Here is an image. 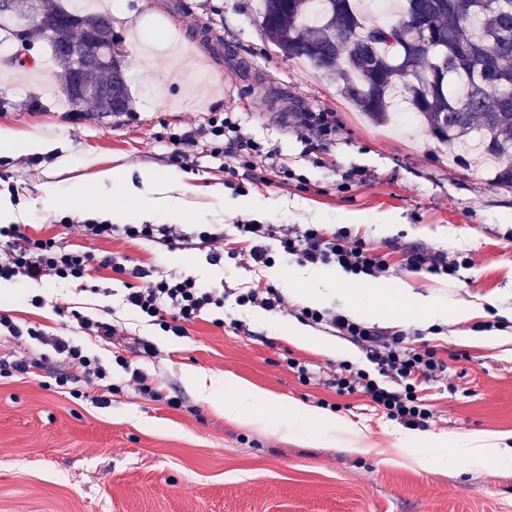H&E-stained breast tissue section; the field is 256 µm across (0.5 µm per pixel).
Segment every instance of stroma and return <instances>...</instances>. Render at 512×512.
<instances>
[{"instance_id": "35a3bbf8", "label": "stroma", "mask_w": 512, "mask_h": 512, "mask_svg": "<svg viewBox=\"0 0 512 512\" xmlns=\"http://www.w3.org/2000/svg\"><path fill=\"white\" fill-rule=\"evenodd\" d=\"M113 18L123 37L129 111L91 113L72 120L57 104L59 68L44 91L37 74L50 51L36 40L23 51L25 66L12 65L15 41L0 44V134L35 132L56 143L46 155L0 154V195L19 208L31 236H59L69 248L111 251L133 263L191 275L225 288L224 322L203 314L186 336H170L122 302L126 279L107 270L93 275L98 293L54 282L14 278L13 294L0 295V310L15 322L62 336L102 360L119 352L116 389L100 402L95 385L56 376L69 367L38 340L0 338V357L35 359L28 373L0 369V512H512V471L465 463L425 468L405 454L412 432L386 419L368 397L337 395L328 381L342 360L320 344L338 341L328 326H312L311 344L288 337L302 291L321 290V308L348 313L363 289L395 314L376 321L381 333L412 334L448 364L446 379L422 383L419 394L433 410L422 434L465 439L512 436V189L494 185L487 169H464L422 128L402 133L403 121L384 125L362 119L341 93L340 78L283 58L258 27L259 0H123ZM236 113L248 135L278 147L295 177H272L255 186L228 177L206 141L190 151L187 166L169 160L154 137L163 128L198 120L202 106ZM297 112H332L336 137L312 147L293 128ZM122 165L134 182L144 174L180 171L178 210L154 213L153 223L180 234L211 225L232 233L239 222L320 224L345 229L385 256L389 275L334 286L332 267L277 261L263 274L180 243L159 247L84 235L86 219H101L116 198L91 188L69 208L46 196ZM359 182L341 187L345 171ZM75 223L64 228L62 217ZM424 247L457 261L455 276L415 273L402 267L404 249ZM278 288L284 312L237 306L234 295L256 277ZM435 302L467 305L464 321L431 320L395 296V289ZM43 297L33 306V297ZM65 299L91 318L120 331L113 344L90 340L54 304ZM241 328H234V321ZM153 340L159 356L145 359L137 338ZM305 364L315 378L303 382ZM143 372L164 397L144 395L132 379ZM213 381L216 402L202 398L191 374ZM456 392H449V384ZM268 394L281 406L306 405L344 422L343 430L307 435L288 432L283 416L268 422L232 421L222 399L242 390Z\"/></svg>"}]
</instances>
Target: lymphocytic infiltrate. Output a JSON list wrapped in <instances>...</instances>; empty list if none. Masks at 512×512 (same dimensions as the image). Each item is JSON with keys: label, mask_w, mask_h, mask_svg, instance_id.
<instances>
[{"label": "lymphocytic infiltrate", "mask_w": 512, "mask_h": 512, "mask_svg": "<svg viewBox=\"0 0 512 512\" xmlns=\"http://www.w3.org/2000/svg\"><path fill=\"white\" fill-rule=\"evenodd\" d=\"M296 132L305 143L324 145L336 135V115L332 112H298L294 115ZM212 145V153L224 157L225 173L235 176L246 174L253 181L266 182L267 172L287 174L277 149L257 142L244 133L239 122L220 112L209 113L206 123L188 130L157 133V142L169 150L173 161L186 159L199 140ZM85 235L100 239L121 238L128 241H151L160 245L171 244L174 230L162 224H107L84 223ZM239 247L223 244L224 234L218 230L203 229L186 237L191 248L208 251L211 260L229 258L247 259L254 269L271 266L272 247L298 264L333 266L348 276L380 278L386 276L390 266L383 255L364 239L340 229L326 231L317 224L285 226L282 224H241L237 227ZM108 270L118 275L135 278L124 296L127 307L140 318L160 326L175 336L186 335L187 324L200 318L202 312L219 311L224 307L223 289L212 288L191 276H178L156 271L141 265H127L125 257L104 251L98 254L63 246L57 237H35L21 227L11 224L0 227V279L24 276L40 281L69 283L88 290L93 272ZM298 319L315 325L332 327L351 342L365 349L375 371L340 365L332 379L338 395H364L389 420L404 428H427L432 410L419 396L421 382L439 378L448 371L445 361L433 349H420L412 344L405 333L389 336L348 316L327 309L301 307ZM56 355L64 356L68 364L86 377L101 382L103 393H111L112 370L102 360L88 354L72 341L55 337L49 339Z\"/></svg>", "instance_id": "f902f5d3"}]
</instances>
